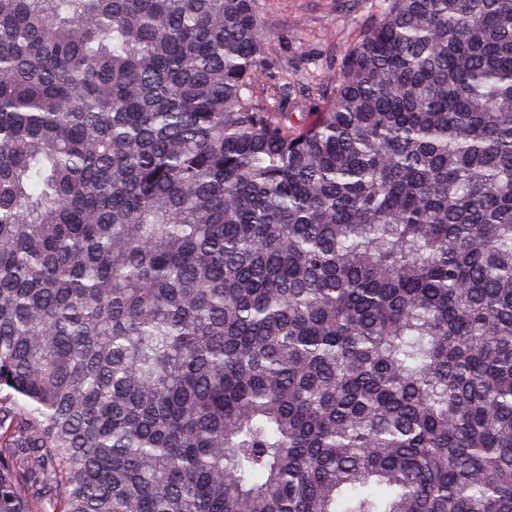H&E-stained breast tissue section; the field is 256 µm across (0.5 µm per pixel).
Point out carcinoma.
Segmentation results:
<instances>
[{
    "mask_svg": "<svg viewBox=\"0 0 512 512\" xmlns=\"http://www.w3.org/2000/svg\"><path fill=\"white\" fill-rule=\"evenodd\" d=\"M261 9L0 0V512H512V0ZM378 0H264L268 53L262 64L264 102L272 104L288 66L294 120L315 102L312 87L340 61L361 28L376 18Z\"/></svg>",
    "mask_w": 512,
    "mask_h": 512,
    "instance_id": "1",
    "label": "carcinoma"
}]
</instances>
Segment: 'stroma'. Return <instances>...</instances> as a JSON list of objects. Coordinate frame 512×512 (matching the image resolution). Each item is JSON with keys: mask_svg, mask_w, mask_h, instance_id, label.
Wrapping results in <instances>:
<instances>
[{"mask_svg": "<svg viewBox=\"0 0 512 512\" xmlns=\"http://www.w3.org/2000/svg\"><path fill=\"white\" fill-rule=\"evenodd\" d=\"M377 0H264L268 53L262 64L263 99L273 102L282 77L293 84L295 113L310 111L311 91L340 61L361 28L376 18Z\"/></svg>", "mask_w": 512, "mask_h": 512, "instance_id": "stroma-1", "label": "stroma"}]
</instances>
